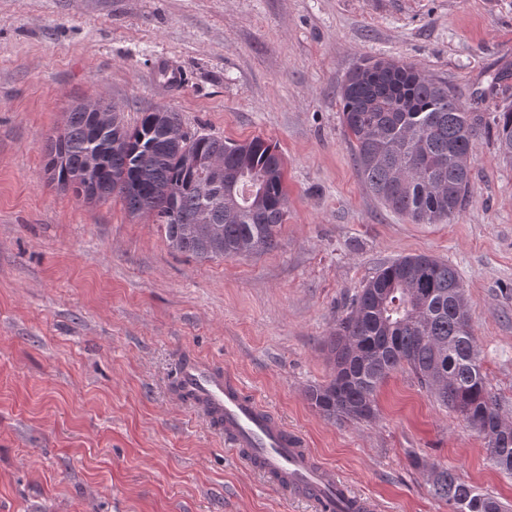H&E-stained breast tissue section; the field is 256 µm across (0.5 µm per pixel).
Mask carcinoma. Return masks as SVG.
<instances>
[{
	"label": "carcinoma",
	"instance_id": "1",
	"mask_svg": "<svg viewBox=\"0 0 512 512\" xmlns=\"http://www.w3.org/2000/svg\"><path fill=\"white\" fill-rule=\"evenodd\" d=\"M356 171L372 196L413 224L455 218L470 197L475 144L486 130L448 85L407 64L394 72H362L337 86ZM160 110L145 112L134 127L93 133L90 117L76 105L65 128L48 138L50 180L89 201L120 196L133 214H151L175 251L200 260L246 257L274 249L287 195L284 160L259 137L226 141L184 132L168 140ZM497 150L512 159V104L493 117ZM100 154L99 170L83 162ZM197 155L224 161V179L246 170L260 178L257 193L221 199L191 165ZM209 213L218 233L197 224ZM465 290L454 268L434 256L407 255L382 267L352 298L328 342L333 373L312 386L308 399L329 419L369 421L375 393L396 370L406 368L419 385L463 421L486 428L490 458L512 474V424L482 372ZM433 495L453 512H502L443 466L423 467Z\"/></svg>",
	"mask_w": 512,
	"mask_h": 512
}]
</instances>
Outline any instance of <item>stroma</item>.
<instances>
[{
	"mask_svg": "<svg viewBox=\"0 0 512 512\" xmlns=\"http://www.w3.org/2000/svg\"><path fill=\"white\" fill-rule=\"evenodd\" d=\"M363 58L413 64L492 120L512 69V0H0V512H313L225 448L174 391L196 354L304 438L378 512H451L412 456L512 512V475L406 370L364 422L307 399L327 341L386 263L425 253L466 292L482 370L512 423V161L474 150L469 202L412 224L368 192L337 85ZM172 61L180 86L158 66ZM105 98L127 125L158 108L183 130L276 146L287 212L271 251L201 261L114 197L51 184L70 110Z\"/></svg>",
	"mask_w": 512,
	"mask_h": 512,
	"instance_id": "obj_1",
	"label": "stroma"
}]
</instances>
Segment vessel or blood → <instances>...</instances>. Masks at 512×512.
Instances as JSON below:
<instances>
[{
	"label": "vessel or blood",
	"mask_w": 512,
	"mask_h": 512,
	"mask_svg": "<svg viewBox=\"0 0 512 512\" xmlns=\"http://www.w3.org/2000/svg\"><path fill=\"white\" fill-rule=\"evenodd\" d=\"M184 402L200 413L224 442L265 481L290 497L314 504L317 512H373V504L352 495L334 469L317 463L303 441L270 411L246 394L222 367L195 356L176 372Z\"/></svg>",
	"instance_id": "obj_1"
}]
</instances>
